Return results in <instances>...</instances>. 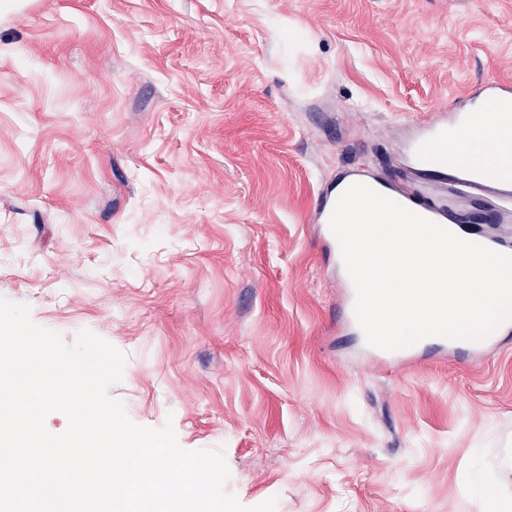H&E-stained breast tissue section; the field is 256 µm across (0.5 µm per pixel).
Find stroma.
<instances>
[{"mask_svg":"<svg viewBox=\"0 0 512 512\" xmlns=\"http://www.w3.org/2000/svg\"><path fill=\"white\" fill-rule=\"evenodd\" d=\"M512 82V0H0V297L277 512L512 498V345L360 369L311 214L404 122Z\"/></svg>","mask_w":512,"mask_h":512,"instance_id":"stroma-1","label":"stroma"}]
</instances>
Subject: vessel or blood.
I'll return each instance as SVG.
<instances>
[{"mask_svg": "<svg viewBox=\"0 0 512 512\" xmlns=\"http://www.w3.org/2000/svg\"><path fill=\"white\" fill-rule=\"evenodd\" d=\"M462 111L440 108L436 119L413 124L404 143L400 180L377 176L364 169L331 178L313 213L321 240L331 251L339 243L329 227V219L341 194L352 184H366L413 212L447 228L465 240L501 253L512 252V240L486 232L489 224L512 222V176L469 157L465 132L474 125L497 119L504 104H512V84L486 82L478 97L461 96ZM512 340V319L503 321L481 341H461L433 336L396 351L366 347V360H388L400 365H416L429 353L451 355L463 351L483 354Z\"/></svg>", "mask_w": 512, "mask_h": 512, "instance_id": "obj_1", "label": "vessel or blood"}]
</instances>
